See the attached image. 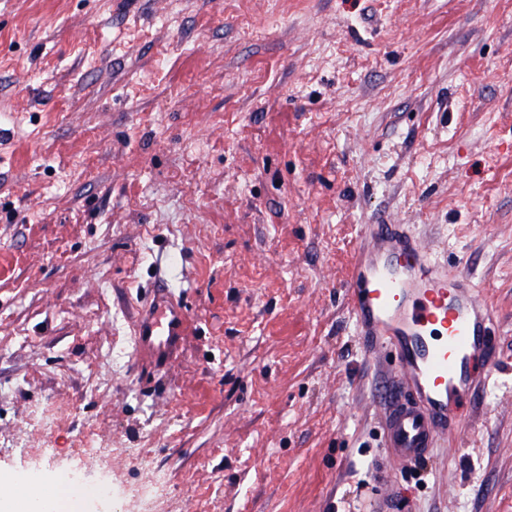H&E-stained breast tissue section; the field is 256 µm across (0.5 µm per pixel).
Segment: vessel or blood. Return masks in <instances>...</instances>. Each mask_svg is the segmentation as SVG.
I'll return each mask as SVG.
<instances>
[{
  "mask_svg": "<svg viewBox=\"0 0 512 512\" xmlns=\"http://www.w3.org/2000/svg\"><path fill=\"white\" fill-rule=\"evenodd\" d=\"M345 285L366 357L393 356L384 451L398 465L418 461L463 426L465 405L499 369L493 308L405 224L363 225ZM189 328L178 302L154 297L140 321L138 361L168 364Z\"/></svg>",
  "mask_w": 512,
  "mask_h": 512,
  "instance_id": "obj_1",
  "label": "vessel or blood"
}]
</instances>
